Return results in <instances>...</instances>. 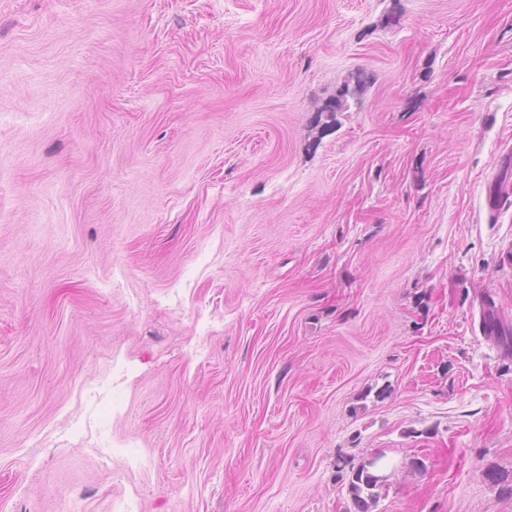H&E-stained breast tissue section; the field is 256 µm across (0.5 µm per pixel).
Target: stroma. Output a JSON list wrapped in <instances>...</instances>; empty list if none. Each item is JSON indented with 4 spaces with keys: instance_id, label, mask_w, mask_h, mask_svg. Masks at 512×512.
<instances>
[{
    "instance_id": "obj_1",
    "label": "stroma",
    "mask_w": 512,
    "mask_h": 512,
    "mask_svg": "<svg viewBox=\"0 0 512 512\" xmlns=\"http://www.w3.org/2000/svg\"><path fill=\"white\" fill-rule=\"evenodd\" d=\"M499 186L512 0H0V512H512ZM482 331L486 338L498 347L512 353V329L505 328L496 317L492 307L483 305ZM376 464L368 463L357 470L350 471L348 489L351 495L354 512H372L376 499L379 496V476L370 469Z\"/></svg>"
}]
</instances>
